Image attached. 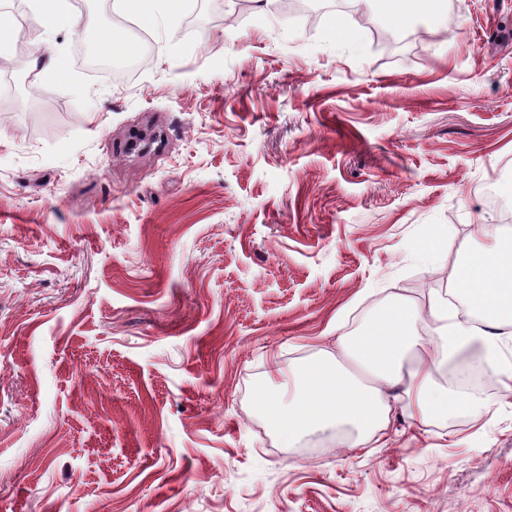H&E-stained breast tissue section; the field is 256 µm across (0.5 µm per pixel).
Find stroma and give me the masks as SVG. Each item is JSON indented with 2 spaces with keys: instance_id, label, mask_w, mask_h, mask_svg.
<instances>
[{
  "instance_id": "1",
  "label": "stroma",
  "mask_w": 512,
  "mask_h": 512,
  "mask_svg": "<svg viewBox=\"0 0 512 512\" xmlns=\"http://www.w3.org/2000/svg\"><path fill=\"white\" fill-rule=\"evenodd\" d=\"M274 3L47 32L0 0V512H512L501 383L427 424L391 397L360 448L280 447L252 401L396 300L434 324L501 233L512 0H365L345 41ZM103 29L127 72L88 66ZM380 3L389 19L397 26L406 24L418 14L431 13L439 9L436 0H381Z\"/></svg>"
}]
</instances>
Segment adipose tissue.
I'll use <instances>...</instances> for the list:
<instances>
[{
    "label": "adipose tissue",
    "instance_id": "obj_1",
    "mask_svg": "<svg viewBox=\"0 0 512 512\" xmlns=\"http://www.w3.org/2000/svg\"><path fill=\"white\" fill-rule=\"evenodd\" d=\"M452 288L479 312L480 324L456 320L443 307L434 312L440 325L430 335L419 328L411 306L402 302L357 336L340 340L341 350L368 372L370 385H359L335 367L325 350L295 370L298 386L292 397L272 384H259L254 404L281 443L291 447L306 435L347 425L353 430L352 446H361L382 430L389 412L388 393L399 385L424 421L454 411H485L484 403L457 398L436 385L430 366L464 350L498 360L499 338L493 329L512 323V238L476 254L462 252Z\"/></svg>",
    "mask_w": 512,
    "mask_h": 512
}]
</instances>
